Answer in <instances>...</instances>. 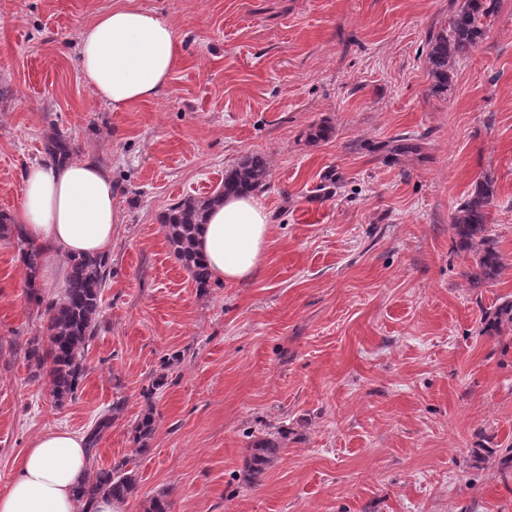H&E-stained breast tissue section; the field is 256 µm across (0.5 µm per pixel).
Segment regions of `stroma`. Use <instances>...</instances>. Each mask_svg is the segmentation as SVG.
Wrapping results in <instances>:
<instances>
[{"label": "stroma", "mask_w": 512, "mask_h": 512, "mask_svg": "<svg viewBox=\"0 0 512 512\" xmlns=\"http://www.w3.org/2000/svg\"><path fill=\"white\" fill-rule=\"evenodd\" d=\"M117 2L0 0V215L16 220L23 170L58 133L110 171L122 217L86 376L61 405L25 348L67 263L30 301L0 238V489L38 435L86 433L119 400L97 462H136L120 512L163 491L173 512H512V337L481 331L512 299V0L444 93L427 42L463 0H126L169 21L182 55L167 90L119 111L78 63ZM321 123L329 137L308 139ZM252 154L270 168L254 193L269 245L251 277L200 291L161 221ZM486 174L504 267L476 288L450 216ZM176 354L138 451L142 391ZM280 427L284 449L244 484L250 444Z\"/></svg>", "instance_id": "35a3bbf8"}]
</instances>
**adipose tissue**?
<instances>
[{
	"mask_svg": "<svg viewBox=\"0 0 512 512\" xmlns=\"http://www.w3.org/2000/svg\"><path fill=\"white\" fill-rule=\"evenodd\" d=\"M180 55L171 24L152 11L119 4L83 31L79 62L94 98L120 110L168 88ZM22 178L19 222L29 240L61 257L111 248L121 210L103 167L47 159L27 166ZM270 232L269 217L252 196L231 195L210 211L198 249L214 278L239 282L259 267ZM87 472L81 434L62 427L43 432L0 493V512H117L106 499L78 502L75 488Z\"/></svg>",
	"mask_w": 512,
	"mask_h": 512,
	"instance_id": "ef3b65f1",
	"label": "adipose tissue"
}]
</instances>
